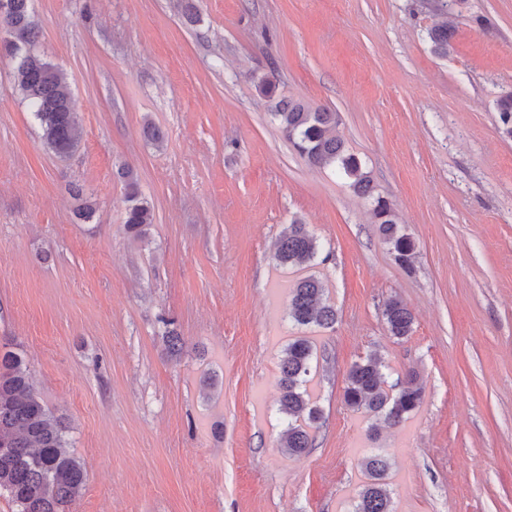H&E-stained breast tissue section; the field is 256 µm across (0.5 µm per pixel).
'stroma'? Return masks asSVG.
Listing matches in <instances>:
<instances>
[{"instance_id": "1", "label": "stroma", "mask_w": 512, "mask_h": 512, "mask_svg": "<svg viewBox=\"0 0 512 512\" xmlns=\"http://www.w3.org/2000/svg\"><path fill=\"white\" fill-rule=\"evenodd\" d=\"M194 2L190 24L176 0H31L83 125L64 160L0 56V350L23 353L86 465L67 512H352L375 453L395 512H512V139L496 111L512 0ZM443 21L440 57L427 32ZM266 76L337 112L416 244L413 273L371 203L283 137ZM123 167L154 207L142 239L124 224ZM81 202L94 216L78 224ZM296 219L323 246L327 329L288 316L297 276L274 244ZM392 297L414 316L403 339L383 319ZM297 336L316 351L321 419L291 456L278 378ZM372 353L424 387L399 426L344 402Z\"/></svg>"}]
</instances>
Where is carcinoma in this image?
<instances>
[{
    "mask_svg": "<svg viewBox=\"0 0 512 512\" xmlns=\"http://www.w3.org/2000/svg\"><path fill=\"white\" fill-rule=\"evenodd\" d=\"M0 29L9 33L0 39V52L16 61L15 85L34 109L43 130L46 147L61 159L77 151L83 128L66 91L65 73L45 61L36 49L38 31L30 14V0H0ZM452 32L443 23L430 29L432 51L448 56ZM503 133L512 138V94L497 100ZM271 115L294 150L311 165L332 167L346 178L353 192L371 201L378 231L389 246L393 260L407 272L413 270L415 242L402 232L391 202L375 192L360 160L349 152L336 134L338 114L314 108L298 100L280 99ZM127 207L124 224L140 236L154 223V211L141 197L132 170L125 168ZM322 247L295 220L276 242L275 258L286 269L306 271L316 265ZM321 281L309 274L300 277L289 298V315L300 326L331 328L336 310L323 299ZM383 317L390 335L402 339L413 331V315L398 298L388 299ZM314 346L305 337L290 342L280 363L279 412L286 417L280 447L298 455L311 447L312 431L320 410L307 388ZM380 357L371 355L354 363L347 375L344 401L353 409L399 424L423 401V387L415 373L389 381ZM69 429L64 418L50 408L33 387L24 359L18 353L0 354V494L7 496L13 512H65L86 483L85 463L70 450ZM365 481L360 486L352 512H394L386 478L388 459L381 454L366 457L360 464Z\"/></svg>",
    "mask_w": 512,
    "mask_h": 512,
    "instance_id": "1",
    "label": "carcinoma"
}]
</instances>
